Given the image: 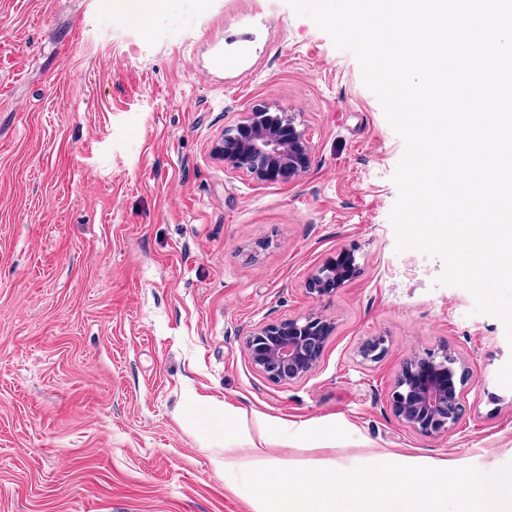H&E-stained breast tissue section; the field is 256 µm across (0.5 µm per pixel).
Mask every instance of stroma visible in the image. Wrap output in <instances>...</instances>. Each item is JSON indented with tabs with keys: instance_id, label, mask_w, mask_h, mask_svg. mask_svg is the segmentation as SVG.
I'll return each mask as SVG.
<instances>
[{
	"instance_id": "obj_1",
	"label": "stroma",
	"mask_w": 512,
	"mask_h": 512,
	"mask_svg": "<svg viewBox=\"0 0 512 512\" xmlns=\"http://www.w3.org/2000/svg\"><path fill=\"white\" fill-rule=\"evenodd\" d=\"M300 115L311 167L260 182L213 153L253 109ZM404 152L355 56L286 0H0V512H257L268 456L512 463V345L440 259L397 251ZM351 278L309 294L323 265ZM335 324L306 378L275 383L244 336ZM385 339L384 356L360 345ZM466 361L464 415L428 438L392 415L412 351ZM246 418L212 447L202 403ZM336 446L314 448L321 431ZM223 466H216V458Z\"/></svg>"
}]
</instances>
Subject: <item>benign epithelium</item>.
<instances>
[{
	"mask_svg": "<svg viewBox=\"0 0 512 512\" xmlns=\"http://www.w3.org/2000/svg\"><path fill=\"white\" fill-rule=\"evenodd\" d=\"M215 154L232 170L258 181H290L311 164V146L300 128L297 113H247L227 126ZM351 275L344 263L321 267L309 282L310 293L322 296ZM333 323L314 315L267 324L245 338L244 346L254 367L268 379L291 384L318 366ZM385 352L384 339L375 336L359 348L366 362L378 361ZM469 377L464 359L445 347L412 353L395 380L389 404L393 415L413 432L426 437L451 430L460 420L463 392Z\"/></svg>",
	"mask_w": 512,
	"mask_h": 512,
	"instance_id": "1",
	"label": "benign epithelium"
}]
</instances>
